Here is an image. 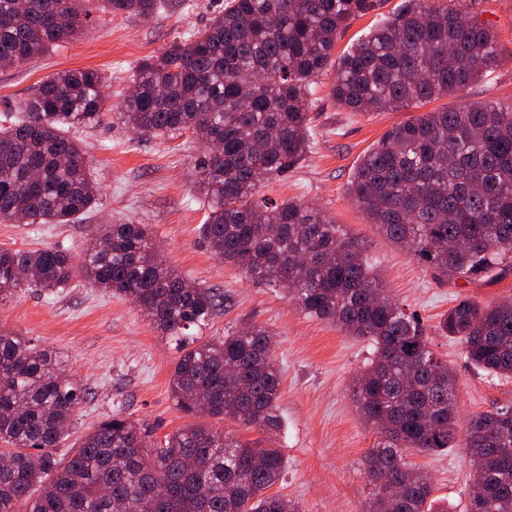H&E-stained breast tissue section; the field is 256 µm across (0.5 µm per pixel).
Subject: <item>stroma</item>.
<instances>
[{"mask_svg": "<svg viewBox=\"0 0 512 512\" xmlns=\"http://www.w3.org/2000/svg\"><path fill=\"white\" fill-rule=\"evenodd\" d=\"M222 0H162L147 19L94 11L77 39L21 67L0 69V115L20 116L34 87L60 71L95 68L107 82L112 112L80 129L84 157L100 182L97 210L71 224H0V248L45 246L80 256L94 225L130 221L149 225L154 242L190 281L223 298L198 335L218 338L252 325L274 337L279 365L281 428L245 429L213 419V430L229 438L280 449L287 460L275 490L298 504L299 512H365L373 490L364 473L365 456L379 440L352 401L353 379L373 348L335 325L314 319L275 289L256 284L241 270L216 258L201 234L208 207L193 184L194 135L142 137L117 120L138 60L206 25ZM470 12L495 35L496 63L469 89L427 103V110H453L468 102L512 103V0H473ZM330 80L314 87L313 145L288 174L262 182L260 194L273 202L294 198L332 217L356 241L390 295L426 327L433 349L456 376L459 429L492 405H512V379L488 375L467 363L462 344L437 325L458 298L479 304L512 297V268L475 282L449 281L382 237L350 200L346 187L358 160L409 109L350 112L330 95ZM0 330L54 349L71 380L86 391L64 440L75 442L98 423L122 414L148 428L149 445L188 424L169 390L179 356L176 342L159 336L130 300L74 278L65 288H25L0 303ZM433 485L438 505L466 512L473 478L464 448L412 455Z\"/></svg>", "mask_w": 512, "mask_h": 512, "instance_id": "obj_1", "label": "stroma"}]
</instances>
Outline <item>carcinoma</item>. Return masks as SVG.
Returning a JSON list of instances; mask_svg holds the SVG:
<instances>
[{
    "label": "carcinoma",
    "instance_id": "carcinoma-1",
    "mask_svg": "<svg viewBox=\"0 0 512 512\" xmlns=\"http://www.w3.org/2000/svg\"><path fill=\"white\" fill-rule=\"evenodd\" d=\"M94 0H0V67H19L77 38ZM105 12L148 19L159 0H102ZM381 0H228L203 28L140 59L119 119L142 136L191 132L201 156L194 184L209 201L202 236L249 280L274 286L301 311L373 347L353 401L383 437L366 474L368 512H436L433 487L408 461L462 446L472 458L469 512H512V406L494 405L457 443L456 379L425 329L393 301L359 246L300 199L257 201L260 183L311 150L313 85L334 75L331 97L352 112L418 108L484 77L492 29L447 0H403L386 22L341 55L337 35ZM96 69L58 72L25 102L26 119L0 122V223L68 224L91 212L98 181L65 130L110 110ZM223 142L216 154L204 137ZM349 197L396 247L450 280L494 278L512 267V107L498 102L414 115L387 132L354 168ZM81 276L131 298L180 345L171 395L195 422L154 448L114 415L60 459L84 390L62 376L53 351L0 331V512H297L272 488L286 459L277 448L232 440L205 420L276 429L281 375L271 333L250 326L202 341L191 330L220 306L156 251L147 225L96 227L81 261L53 247L0 249V302L18 289L61 288ZM464 356L512 377V299H461L439 322Z\"/></svg>",
    "mask_w": 512,
    "mask_h": 512
}]
</instances>
